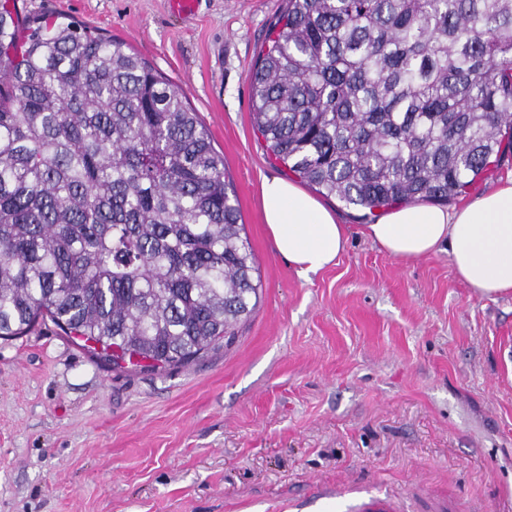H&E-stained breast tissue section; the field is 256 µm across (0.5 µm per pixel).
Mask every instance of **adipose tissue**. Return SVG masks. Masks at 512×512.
Wrapping results in <instances>:
<instances>
[{
  "instance_id": "obj_1",
  "label": "adipose tissue",
  "mask_w": 512,
  "mask_h": 512,
  "mask_svg": "<svg viewBox=\"0 0 512 512\" xmlns=\"http://www.w3.org/2000/svg\"><path fill=\"white\" fill-rule=\"evenodd\" d=\"M263 219L279 254L298 272L319 271L343 250V225L319 200L283 178L260 185ZM365 235L400 260L447 250L473 294L512 293V175L459 208L399 207L365 225Z\"/></svg>"
}]
</instances>
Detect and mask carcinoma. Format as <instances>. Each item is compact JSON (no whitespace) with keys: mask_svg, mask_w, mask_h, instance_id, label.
Segmentation results:
<instances>
[{"mask_svg":"<svg viewBox=\"0 0 512 512\" xmlns=\"http://www.w3.org/2000/svg\"><path fill=\"white\" fill-rule=\"evenodd\" d=\"M0 0V339L114 369L235 340L261 281L224 159L112 38ZM269 153L347 207L444 203L512 149V0H287L251 75Z\"/></svg>","mask_w":512,"mask_h":512,"instance_id":"carcinoma-1","label":"carcinoma"}]
</instances>
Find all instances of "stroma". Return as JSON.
Wrapping results in <instances>:
<instances>
[{
	"label": "stroma",
	"mask_w": 512,
	"mask_h": 512,
	"mask_svg": "<svg viewBox=\"0 0 512 512\" xmlns=\"http://www.w3.org/2000/svg\"><path fill=\"white\" fill-rule=\"evenodd\" d=\"M285 0H18L111 36L178 86L224 157L262 292L229 347L115 371L51 321L0 339V512H512V293L447 253L396 259L362 211L305 275L262 222L286 171L252 124L250 74ZM398 508L397 502L386 494L367 495L357 506L358 512H397Z\"/></svg>",
	"instance_id": "obj_1"
}]
</instances>
